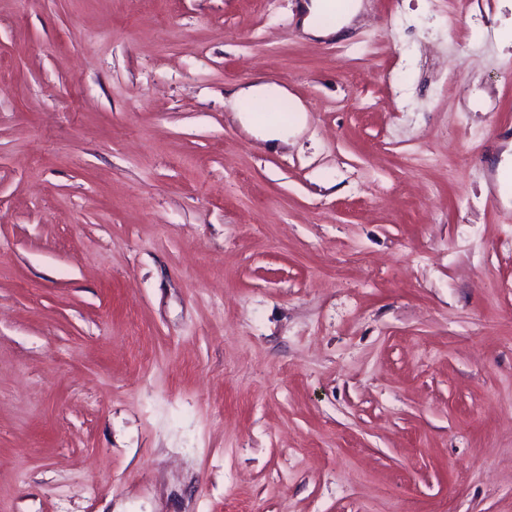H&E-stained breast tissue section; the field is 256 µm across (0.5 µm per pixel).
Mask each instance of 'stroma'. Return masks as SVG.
<instances>
[{"instance_id":"obj_1","label":"stroma","mask_w":512,"mask_h":512,"mask_svg":"<svg viewBox=\"0 0 512 512\" xmlns=\"http://www.w3.org/2000/svg\"><path fill=\"white\" fill-rule=\"evenodd\" d=\"M302 4L0 0V512H512V9ZM353 0L349 8L336 20V13L330 11L331 5L327 0H310L304 3L302 25L305 32L317 37L327 38L340 33L347 20L354 15L358 5ZM327 17L334 18L333 22H327ZM283 97H288V91L284 87L268 84L251 85L234 94L238 110L246 113L248 119L265 130L272 139H286L288 137V120L284 122L262 121L260 117L255 115V112L245 109L243 105L254 100L266 101Z\"/></svg>"}]
</instances>
